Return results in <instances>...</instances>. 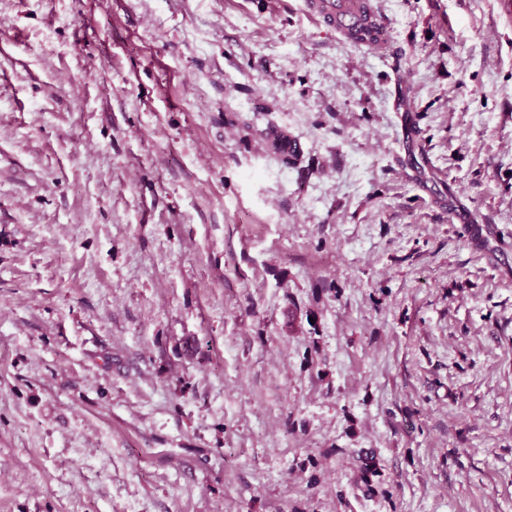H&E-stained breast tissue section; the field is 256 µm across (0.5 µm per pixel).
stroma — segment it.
<instances>
[{
    "label": "stroma",
    "instance_id": "stroma-1",
    "mask_svg": "<svg viewBox=\"0 0 512 512\" xmlns=\"http://www.w3.org/2000/svg\"><path fill=\"white\" fill-rule=\"evenodd\" d=\"M373 2L0 0V512H512V13ZM304 6L309 15L341 37L351 41V35L362 26L364 16L355 2L349 0H305ZM390 38L389 23L381 19V29L375 40L353 42L358 47L383 49ZM400 134L399 142L404 152V170H409V174L417 182L419 189L431 194L430 198L442 210H448L449 222L460 224L465 229L469 242L481 249H487L490 238L495 237V233L489 224H479L474 211L462 201L460 192L451 194L450 203L444 196H433L437 191L433 185L428 186L418 180V166H414L412 149L418 141L419 134L414 117L409 112H402L400 115Z\"/></svg>",
    "mask_w": 512,
    "mask_h": 512
}]
</instances>
